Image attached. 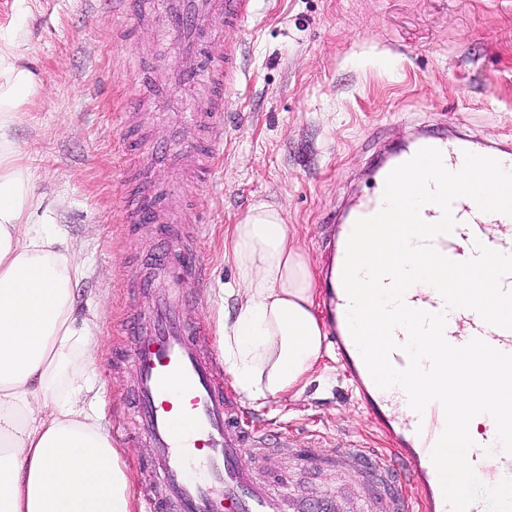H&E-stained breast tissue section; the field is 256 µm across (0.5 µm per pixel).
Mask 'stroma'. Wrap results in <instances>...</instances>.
Wrapping results in <instances>:
<instances>
[{
	"instance_id": "stroma-1",
	"label": "stroma",
	"mask_w": 512,
	"mask_h": 512,
	"mask_svg": "<svg viewBox=\"0 0 512 512\" xmlns=\"http://www.w3.org/2000/svg\"><path fill=\"white\" fill-rule=\"evenodd\" d=\"M27 7L22 16L16 0H0V27L27 25L29 60L47 91L23 105L13 137L85 270L75 302L95 319V388L108 431L136 383L123 358L134 339L122 335L120 320L150 301L124 285L167 284L149 260L151 227L133 234L118 219L129 164L119 115L137 91L139 71H170L176 61L162 26L137 39L134 18L111 15L105 0H27ZM242 35L245 76L225 101L212 179L169 180L201 202L205 282L184 317L212 331L220 309L238 305L217 294L235 275L229 231L254 206L281 211L321 276L325 224L369 192L377 156L394 144L428 132L512 142V0H257ZM152 96L145 119L152 140L177 134L191 141L180 115L194 110L203 90L160 84ZM241 406L249 424L276 425L304 447L408 450L382 434L337 353L321 361L298 396ZM243 462L280 489L336 493L347 512H361L372 493L361 469L304 470L284 456L248 454Z\"/></svg>"
}]
</instances>
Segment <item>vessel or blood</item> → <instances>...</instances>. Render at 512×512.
<instances>
[{
    "instance_id": "b4317fda",
    "label": "vessel or blood",
    "mask_w": 512,
    "mask_h": 512,
    "mask_svg": "<svg viewBox=\"0 0 512 512\" xmlns=\"http://www.w3.org/2000/svg\"><path fill=\"white\" fill-rule=\"evenodd\" d=\"M256 0H159L156 15L170 31V50L182 62L181 82L204 86L206 95L196 111L183 122L195 131L193 143L175 138L157 147L130 140L128 151L147 158L137 193L126 194L119 217L125 224H142L159 219L166 224L153 254L156 267L165 271L171 285L155 294L150 305L138 315L123 320V334L136 337L129 352L136 370L137 392L133 399L137 417L135 433L147 436L154 448L152 465L162 478L160 490L141 494V512H344L336 496L311 492L283 497L268 487L255 484L241 463L243 453L259 454L269 448L296 450L302 464L323 463L311 448H295L284 433L258 430L238 413L236 401L224 392V373L217 354L209 347L207 329L187 323L182 315L186 301L197 298L203 281V261L193 255L187 233H199L197 198L184 199L181 206H166L162 195L152 194L151 159L164 156L177 162L180 170L196 182L210 180L216 158L214 127L224 121V95L241 82V40H227L231 31H241L255 11ZM148 105L146 95L132 99L121 115L127 131L141 127ZM420 147L442 153L444 166L459 170L465 153L489 156L512 172V148L492 147L468 139H420ZM383 206L382 193L357 198L349 207L339 231L342 243L336 248L337 263H344L348 239L356 220L376 214ZM457 225L452 233L434 239V247L454 261H465L477 253V244L512 255V218L501 213L479 211L475 202L461 197L452 207ZM326 301L335 322L347 316L349 299L341 279L327 285ZM410 307L446 312L444 335L455 346L473 338L495 340L499 351L512 354V330L494 327L469 309H447L437 291L410 288L405 294ZM347 354L349 372L366 404L382 414L386 390L375 388L372 378L363 376L355 363V343L337 338ZM445 426L440 403L428 404L424 412L408 411L400 428L409 437V454L398 461L378 449L363 445L341 449L339 460L364 468L371 477L380 503L378 512H451L435 468L431 451ZM504 450L498 439L476 440L472 462L476 474H483Z\"/></svg>"
}]
</instances>
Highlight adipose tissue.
Masks as SVG:
<instances>
[{
  "label": "adipose tissue",
  "mask_w": 512,
  "mask_h": 512,
  "mask_svg": "<svg viewBox=\"0 0 512 512\" xmlns=\"http://www.w3.org/2000/svg\"><path fill=\"white\" fill-rule=\"evenodd\" d=\"M27 44L24 26L0 30V512H134L125 453L93 409L90 321L74 303L84 272L12 138L44 91ZM293 236L267 204L229 234L236 275L220 293L241 304L219 314L218 346L254 403L301 393L332 352Z\"/></svg>",
  "instance_id": "1"
}]
</instances>
